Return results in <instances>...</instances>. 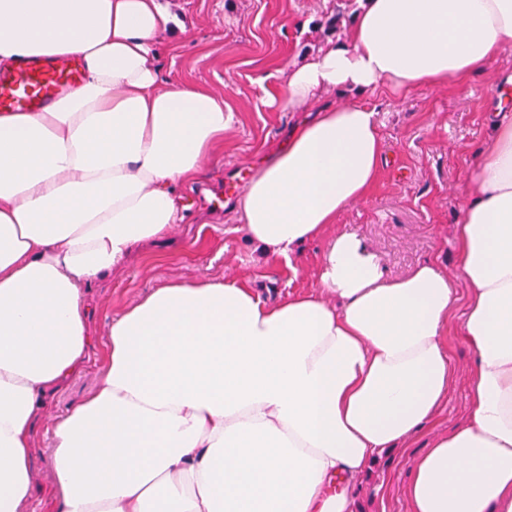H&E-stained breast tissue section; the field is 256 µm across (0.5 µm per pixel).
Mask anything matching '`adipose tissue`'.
<instances>
[{"label":"adipose tissue","mask_w":512,"mask_h":512,"mask_svg":"<svg viewBox=\"0 0 512 512\" xmlns=\"http://www.w3.org/2000/svg\"><path fill=\"white\" fill-rule=\"evenodd\" d=\"M158 0H0V69L79 60L39 112L0 113V512L32 496V425L82 366L88 284L181 218L233 113L164 88ZM512 48V0H366L345 44L270 97L444 86ZM457 265L387 276L337 216L377 181L374 107L319 109L247 184L241 231L271 271L326 238L319 286L269 300L235 276L173 281L112 321L94 393L53 425L51 512H354L352 482L431 425L454 381L448 317L475 354L471 408L411 468L409 512H512V118L488 115Z\"/></svg>","instance_id":"ef3b65f1"}]
</instances>
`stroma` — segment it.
<instances>
[{
    "instance_id": "35a3bbf8",
    "label": "stroma",
    "mask_w": 512,
    "mask_h": 512,
    "mask_svg": "<svg viewBox=\"0 0 512 512\" xmlns=\"http://www.w3.org/2000/svg\"><path fill=\"white\" fill-rule=\"evenodd\" d=\"M171 18L160 35L162 86L193 85L211 91L234 112L224 134V152L204 181L182 191L183 219L168 237L137 255L125 268L90 285L91 344L83 369L50 398L49 415L33 433L34 490L29 512H48L53 481L50 447L52 421L94 389L104 365L110 324L139 298L172 280L240 275L270 295L317 287L323 241L301 246L298 278L269 275L258 250L237 232L238 199L224 210H206L199 196L208 186L254 174L264 158L302 120L299 112L267 106V96L284 82L289 67L299 66L328 44L343 43L361 7L349 0L337 13L336 0H161ZM512 81V51L485 72L442 87L421 86L406 92L388 88L327 90L322 105L360 100L375 107L384 143L382 172L365 200L338 215L335 230H351L380 257L387 273L399 276L434 259L455 267L454 229L471 191L470 173L478 148L488 139L486 115L497 93ZM448 319V353L458 380L435 430L445 432L469 408L468 372L472 352L458 326L465 310L466 287ZM422 432L407 448L384 453L355 484L356 512H408L405 486L415 458L428 446Z\"/></svg>"
}]
</instances>
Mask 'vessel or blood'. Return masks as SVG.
Masks as SVG:
<instances>
[{
	"label": "vessel or blood",
	"mask_w": 512,
	"mask_h": 512,
	"mask_svg": "<svg viewBox=\"0 0 512 512\" xmlns=\"http://www.w3.org/2000/svg\"><path fill=\"white\" fill-rule=\"evenodd\" d=\"M80 78L78 65L71 61H26L0 73V111H38L74 87Z\"/></svg>",
	"instance_id": "1"
}]
</instances>
